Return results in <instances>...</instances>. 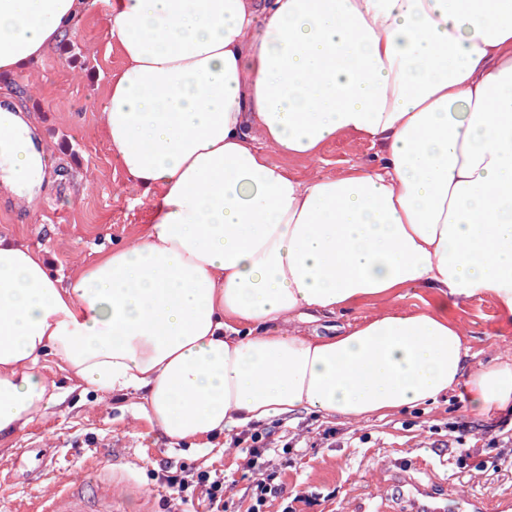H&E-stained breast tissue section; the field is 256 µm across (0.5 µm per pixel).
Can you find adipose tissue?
<instances>
[{
  "label": "adipose tissue",
  "mask_w": 512,
  "mask_h": 512,
  "mask_svg": "<svg viewBox=\"0 0 512 512\" xmlns=\"http://www.w3.org/2000/svg\"><path fill=\"white\" fill-rule=\"evenodd\" d=\"M86 7L0 0V71ZM109 23L125 65L99 121L151 221L67 282L0 237V441L55 404L48 356L133 398L171 447L303 412L360 425L460 388L470 413L512 414V362L477 360L450 313L487 297L512 328V0H114ZM343 134L373 159L321 174ZM43 176L0 113V181ZM407 288L430 304L294 327Z\"/></svg>",
  "instance_id": "adipose-tissue-1"
}]
</instances>
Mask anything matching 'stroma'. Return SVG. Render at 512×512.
<instances>
[{
    "instance_id": "stroma-1",
    "label": "stroma",
    "mask_w": 512,
    "mask_h": 512,
    "mask_svg": "<svg viewBox=\"0 0 512 512\" xmlns=\"http://www.w3.org/2000/svg\"><path fill=\"white\" fill-rule=\"evenodd\" d=\"M104 0H88L67 38L81 56L72 64L51 49L24 70L0 75V97L20 110L31 132L51 150L52 163L36 193L45 200L30 214L17 193L0 183V235L40 250L54 272L70 279L92 263L102 247L143 234L153 210L151 197L113 157L98 123V107L109 94L112 75L124 59L109 29ZM363 138L344 134L324 145L318 168L326 175L368 160ZM470 333L474 352L488 355L501 344L493 301L476 297L456 310ZM55 380L59 402L47 415L0 442V512H27L52 482L32 468V450L55 458L57 480L93 481L111 473L123 486V512H196L199 487L172 495L167 479L181 471L223 472L227 490L249 504L264 465L248 466L240 451L168 447L149 424L133 420L128 399L98 401L95 391L79 393L57 359L44 362ZM455 393L432 409H415L352 428L301 413L269 426L272 442L298 439L302 450L289 455L280 474L283 490L269 497L265 512H357L363 494L375 491L399 501L393 477L413 475L436 493L459 490L478 497L512 494V467L494 438L505 420L474 417ZM468 457H460V448Z\"/></svg>"
}]
</instances>
